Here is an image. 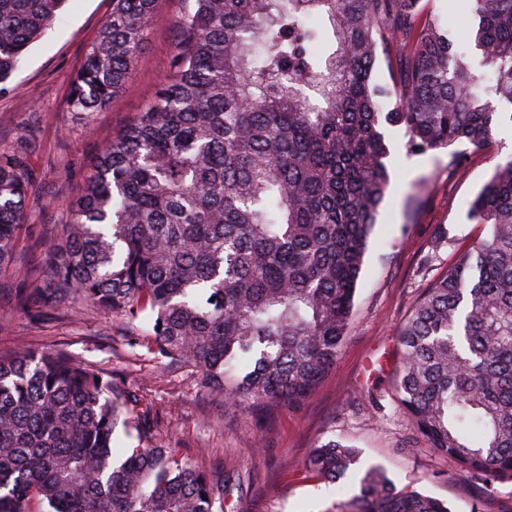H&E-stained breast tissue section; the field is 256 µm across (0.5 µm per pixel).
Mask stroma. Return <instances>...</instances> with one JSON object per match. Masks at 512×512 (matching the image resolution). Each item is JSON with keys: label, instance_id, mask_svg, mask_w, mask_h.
Instances as JSON below:
<instances>
[{"label": "stroma", "instance_id": "stroma-1", "mask_svg": "<svg viewBox=\"0 0 512 512\" xmlns=\"http://www.w3.org/2000/svg\"><path fill=\"white\" fill-rule=\"evenodd\" d=\"M184 6V0H162L140 66L91 128L71 118L66 102L112 0H67L0 84V151L27 143L33 183L27 216L33 237L18 247L23 264L36 266L53 226L68 221L96 146L132 124L159 89ZM389 135L394 178L364 257L353 323L334 366L301 406L268 401L249 408L204 391L190 372L156 364L138 345L143 324L66 305L45 317L35 308L18 310V282L7 275L0 277V353L49 346L110 374L136 396L134 425L119 449L158 440L213 470L224 479V512H326L339 493L306 462L328 439L354 446L363 463L381 466L397 488L444 500L451 512H512V481L490 492L461 475L416 434L392 387L399 325L430 284L487 233L469 221L468 204L496 162L512 156V123L500 122L491 143L478 149L412 154L402 129ZM145 416L155 423L154 436L136 425Z\"/></svg>", "mask_w": 512, "mask_h": 512}]
</instances>
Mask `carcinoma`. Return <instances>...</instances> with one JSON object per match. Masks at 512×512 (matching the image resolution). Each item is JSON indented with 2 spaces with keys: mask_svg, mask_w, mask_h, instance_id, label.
I'll return each instance as SVG.
<instances>
[{
  "mask_svg": "<svg viewBox=\"0 0 512 512\" xmlns=\"http://www.w3.org/2000/svg\"><path fill=\"white\" fill-rule=\"evenodd\" d=\"M64 2L0 0V84ZM185 2L161 88L25 274L26 155L0 152V274L33 282L23 308L145 319L159 363L236 403L296 407L348 334L391 184L386 127L415 153L492 139L512 107V0H472L470 52L422 0ZM159 5L112 0L67 111L88 125L111 104ZM380 56L397 67L387 91ZM469 217L490 232L401 326L393 392L430 448L492 488L512 478V158ZM131 398L64 352L0 354V512H224V484L163 445L115 457ZM307 467L358 485L325 512H451L334 440Z\"/></svg>",
  "mask_w": 512,
  "mask_h": 512,
  "instance_id": "cac0c4a2",
  "label": "carcinoma"
}]
</instances>
